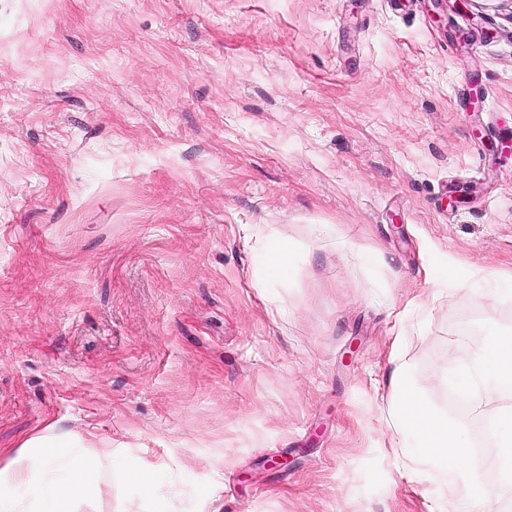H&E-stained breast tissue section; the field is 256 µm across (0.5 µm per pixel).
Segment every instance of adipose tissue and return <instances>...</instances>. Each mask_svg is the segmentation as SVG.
<instances>
[{"label": "adipose tissue", "mask_w": 512, "mask_h": 512, "mask_svg": "<svg viewBox=\"0 0 512 512\" xmlns=\"http://www.w3.org/2000/svg\"><path fill=\"white\" fill-rule=\"evenodd\" d=\"M478 377L492 376L493 384H470L466 400L492 399L498 387L512 383V340L489 339L475 369ZM388 422L397 446L412 443L409 459L436 468L450 487L459 488L455 512H492L497 488L512 484V413L490 414L493 441L483 455L472 454L461 426L433 415L413 392L394 387ZM40 439H32L0 469V512H74L73 504L95 485L100 462L76 448L41 454Z\"/></svg>", "instance_id": "obj_1"}]
</instances>
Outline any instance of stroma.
Returning a JSON list of instances; mask_svg holds the SVG:
<instances>
[{
	"instance_id": "obj_1",
	"label": "stroma",
	"mask_w": 512,
	"mask_h": 512,
	"mask_svg": "<svg viewBox=\"0 0 512 512\" xmlns=\"http://www.w3.org/2000/svg\"><path fill=\"white\" fill-rule=\"evenodd\" d=\"M511 143L512 0H0V449L109 451L76 512H452L385 417L512 407L459 392Z\"/></svg>"
}]
</instances>
